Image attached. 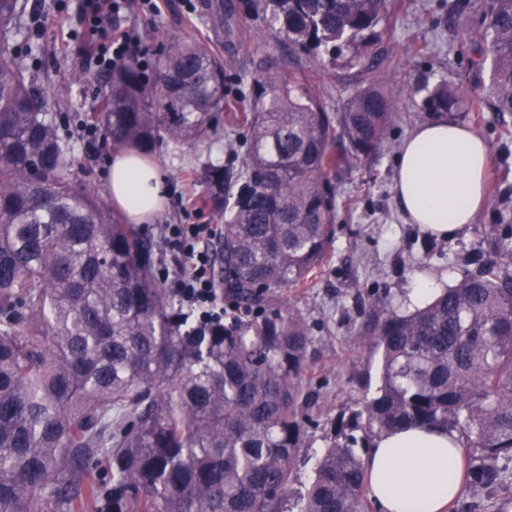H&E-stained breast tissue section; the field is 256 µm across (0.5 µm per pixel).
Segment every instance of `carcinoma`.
<instances>
[{
    "label": "carcinoma",
    "instance_id": "1",
    "mask_svg": "<svg viewBox=\"0 0 512 512\" xmlns=\"http://www.w3.org/2000/svg\"><path fill=\"white\" fill-rule=\"evenodd\" d=\"M292 54L368 77L324 110L305 74L269 71L246 113L250 146L224 203L217 292L248 318L195 326L170 312L151 269L152 242L90 184L62 117L17 56L0 45V512H288L312 394L311 336L282 306L330 259L340 207L333 180L376 153L394 99L374 54L388 0H248ZM28 0H0V38L17 34ZM473 66L480 97L441 80L438 115L512 114V0H482ZM92 119L115 148L141 154L157 137L198 146L224 109V68L198 42L175 41L152 76L130 58L104 76ZM512 249L453 281L409 314H369L379 386L355 414L362 440L402 426L457 432L480 450L473 482L501 478L512 454ZM353 439L317 458L300 512H363L367 489Z\"/></svg>",
    "mask_w": 512,
    "mask_h": 512
}]
</instances>
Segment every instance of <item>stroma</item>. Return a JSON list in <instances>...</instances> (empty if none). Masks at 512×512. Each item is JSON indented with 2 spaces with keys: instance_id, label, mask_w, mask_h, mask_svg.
Listing matches in <instances>:
<instances>
[{
  "instance_id": "35a3bbf8",
  "label": "stroma",
  "mask_w": 512,
  "mask_h": 512,
  "mask_svg": "<svg viewBox=\"0 0 512 512\" xmlns=\"http://www.w3.org/2000/svg\"><path fill=\"white\" fill-rule=\"evenodd\" d=\"M394 2L390 18L382 25L378 49L393 61L380 77L397 87L399 116L378 153L353 163L336 183L345 202L337 211L333 254L324 272L306 287L284 294L286 306L305 320L312 337L306 366L313 393L307 413L313 422L293 471L288 503L292 510L312 478L316 454L338 434H351L353 414L377 386L379 356L363 329L372 306L401 311L402 300L418 275L451 270L460 276L473 270V256L486 253L497 224L512 225V114L497 112L455 117L481 134L490 147L488 200L475 224L437 239L406 223L393 188L399 148L417 125L432 120L425 89L440 76L462 84L469 95L480 96L482 84L470 71V36L480 26V15L472 7L474 0ZM28 4L31 13L20 19L21 32L9 49L25 56L30 73L50 94L51 111L70 117L63 135L77 159L76 177L107 190L112 153L102 139H88L84 131L89 116L102 106L104 88L98 53L84 47L87 25L79 0H28ZM224 6L236 18L230 34L216 29L215 18L204 11L202 0H160V11L149 25L133 9L115 19L118 26L130 29L131 52L145 70L153 69L175 39L201 42L224 65V109L210 142L196 148L165 138L150 155L169 187L164 210L153 223L141 227L154 242L152 263L157 267L176 264L164 244L162 227L184 223L179 196L202 204L200 223L223 224L225 193L214 185L211 172L216 168L233 175L241 171L250 138L241 103L266 66L280 69L291 61L309 71L326 111H341L345 102V70L331 69L303 52L289 57L287 48L278 45L246 8L245 0H224ZM78 70L89 73V80L74 81ZM427 250L433 258L426 264L422 256ZM502 467L498 484L467 485L461 503L472 506L473 512H512V462H503Z\"/></svg>"
}]
</instances>
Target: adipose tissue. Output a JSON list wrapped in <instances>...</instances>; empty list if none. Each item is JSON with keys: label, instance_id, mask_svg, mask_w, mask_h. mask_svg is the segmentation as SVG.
Masks as SVG:
<instances>
[{"label": "adipose tissue", "instance_id": "1", "mask_svg": "<svg viewBox=\"0 0 512 512\" xmlns=\"http://www.w3.org/2000/svg\"><path fill=\"white\" fill-rule=\"evenodd\" d=\"M489 145L476 131L434 120L402 142L394 189L407 223L445 238L474 222L485 203ZM108 189L134 224L154 220L168 190L158 166L130 152L112 153ZM466 452L457 433L404 427L375 437L366 458L371 494L380 512H447L465 488Z\"/></svg>", "mask_w": 512, "mask_h": 512}]
</instances>
